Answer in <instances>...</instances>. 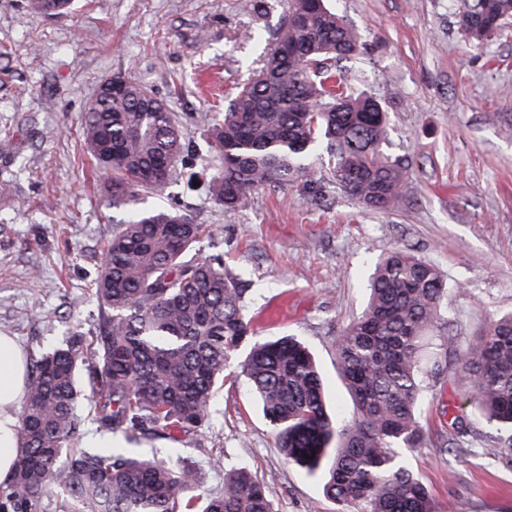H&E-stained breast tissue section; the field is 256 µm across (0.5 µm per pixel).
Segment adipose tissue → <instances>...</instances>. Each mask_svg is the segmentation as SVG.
<instances>
[{
  "label": "adipose tissue",
  "instance_id": "adipose-tissue-1",
  "mask_svg": "<svg viewBox=\"0 0 512 512\" xmlns=\"http://www.w3.org/2000/svg\"><path fill=\"white\" fill-rule=\"evenodd\" d=\"M25 393L24 355L12 337L0 336V481L8 478L20 453L15 430Z\"/></svg>",
  "mask_w": 512,
  "mask_h": 512
}]
</instances>
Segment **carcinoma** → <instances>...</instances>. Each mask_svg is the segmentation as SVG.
Returning <instances> with one entry per match:
<instances>
[{"mask_svg":"<svg viewBox=\"0 0 512 512\" xmlns=\"http://www.w3.org/2000/svg\"><path fill=\"white\" fill-rule=\"evenodd\" d=\"M35 13L70 9L72 0H30ZM271 32L244 31L270 45L253 79L223 112H202L211 164L210 195L226 210L251 191L311 182L325 154L323 181L370 209L406 198L407 166L381 149L388 131L382 103L357 92L339 62L369 46L328 0H289ZM512 17V0H464L458 24L481 44ZM97 97L83 113L82 141L106 176L112 206L127 215L101 252L94 283L98 335L67 336L33 361L16 429L20 454L0 482V512H273L258 479L224 470V484L198 511L180 497L199 484L197 468L121 448H84L86 418L130 443L174 441L210 418L228 360L243 344L241 368L288 462L326 475L324 493L348 512H437L422 480L398 449L420 448L418 404L458 352L462 379L483 425L448 422L450 450L480 445L512 463V313L458 343L431 334L452 320L447 281L433 263L394 249L375 266L369 299L336 343L355 401L345 419L327 413L323 381L309 349L291 338L256 339L243 314L244 289L220 258L200 259L208 233L185 211L144 205L161 194L190 151L179 117L138 82Z\"/></svg>","mask_w":512,"mask_h":512,"instance_id":"carcinoma-1","label":"carcinoma"}]
</instances>
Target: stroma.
<instances>
[{
  "instance_id": "35a3bbf8",
  "label": "stroma",
  "mask_w": 512,
  "mask_h": 512,
  "mask_svg": "<svg viewBox=\"0 0 512 512\" xmlns=\"http://www.w3.org/2000/svg\"><path fill=\"white\" fill-rule=\"evenodd\" d=\"M76 0L58 16L27 0H0V332L28 357L72 332L92 335L93 283L103 244L126 214L113 207L81 142L83 112L99 83L139 82L180 117L196 153L163 193L210 227L198 255L218 256L249 292L255 335L292 336L313 352L330 408L352 400L337 367L336 340L360 314L371 265L400 248L433 261L448 279L444 329L457 341L512 312V20L480 47L456 23L462 0H332L374 52L345 62L348 79L387 109L382 149L406 160L411 183L396 209L367 210L336 189L320 196L291 183L255 191L225 211L208 194L202 112L225 111L253 75L260 47L243 28L275 29L288 0ZM239 349L202 430L142 451L195 465L200 488L224 482L228 466L263 483L273 512H340L323 478L288 463L250 391ZM424 447L403 450L438 512H512V465L455 458L439 446L448 419L469 413L456 354L419 402Z\"/></svg>"
}]
</instances>
